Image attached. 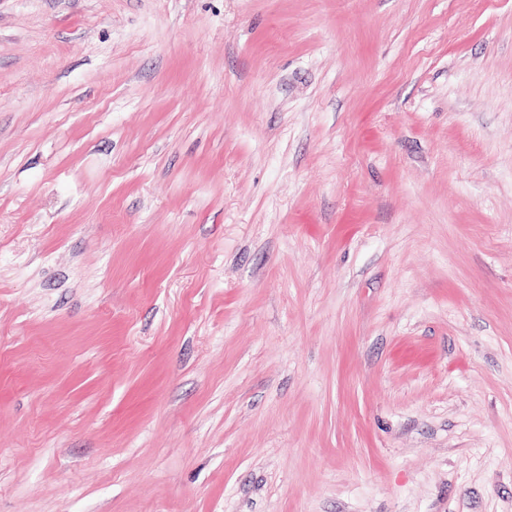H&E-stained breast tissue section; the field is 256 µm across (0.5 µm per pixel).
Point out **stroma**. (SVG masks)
<instances>
[{
    "mask_svg": "<svg viewBox=\"0 0 512 512\" xmlns=\"http://www.w3.org/2000/svg\"><path fill=\"white\" fill-rule=\"evenodd\" d=\"M0 512H512V0H0Z\"/></svg>",
    "mask_w": 512,
    "mask_h": 512,
    "instance_id": "obj_1",
    "label": "stroma"
}]
</instances>
